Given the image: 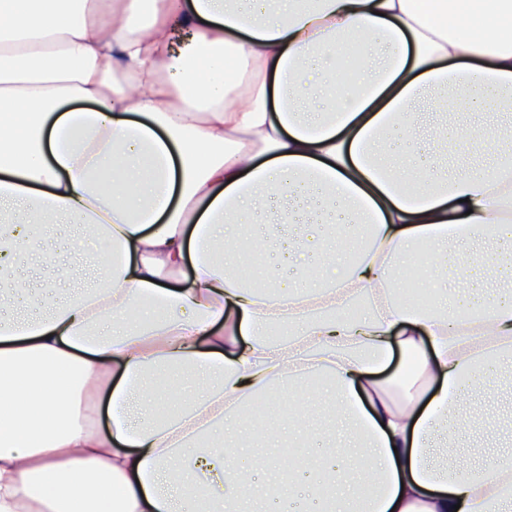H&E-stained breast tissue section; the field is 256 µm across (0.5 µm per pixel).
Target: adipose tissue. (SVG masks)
I'll use <instances>...</instances> for the list:
<instances>
[{"label":"adipose tissue","instance_id":"ef3b65f1","mask_svg":"<svg viewBox=\"0 0 512 512\" xmlns=\"http://www.w3.org/2000/svg\"><path fill=\"white\" fill-rule=\"evenodd\" d=\"M429 96L512 112V0H0V512H227L254 473L208 437L319 374L367 452L304 473L318 512L330 484L363 512H512V454L468 465L450 412L512 361V162L493 127H422ZM50 216L102 244L99 283L19 319L10 269ZM246 224L295 283L212 259ZM417 248L425 307L400 299Z\"/></svg>","mask_w":512,"mask_h":512}]
</instances>
